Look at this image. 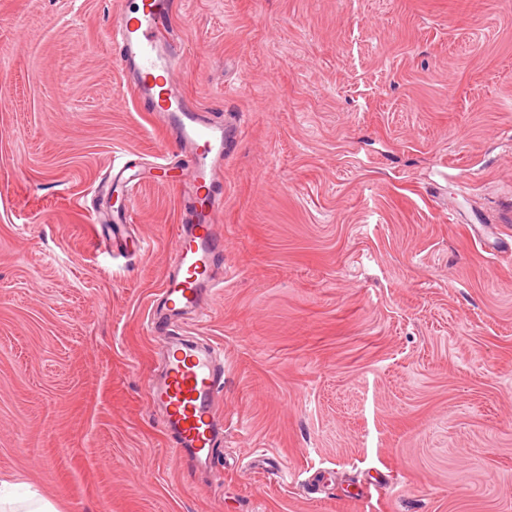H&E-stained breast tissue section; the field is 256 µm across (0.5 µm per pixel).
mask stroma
<instances>
[{"instance_id": "35a3bbf8", "label": "stroma", "mask_w": 512, "mask_h": 512, "mask_svg": "<svg viewBox=\"0 0 512 512\" xmlns=\"http://www.w3.org/2000/svg\"><path fill=\"white\" fill-rule=\"evenodd\" d=\"M124 7L0 0V478L59 512H512V11L174 0L183 91L239 120L224 288L175 323L224 354L194 472L146 331L190 159L123 85ZM124 154L115 259L96 188ZM132 171L133 167L130 161L112 167L111 185L108 187H112L114 191H122L121 198H117V200L119 199L118 206L113 212L112 221L115 224H126L130 222L134 211V189L136 183L140 181V178L136 173H132Z\"/></svg>"}]
</instances>
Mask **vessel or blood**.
I'll return each mask as SVG.
<instances>
[{"label":"vessel or blood","instance_id":"b4317fda","mask_svg":"<svg viewBox=\"0 0 512 512\" xmlns=\"http://www.w3.org/2000/svg\"><path fill=\"white\" fill-rule=\"evenodd\" d=\"M171 12L172 0H134L133 9L114 25L112 41L138 103L158 116L191 154L190 188L197 204L181 215L172 268L161 286L163 313L149 323L150 334L164 343V363L150 377L148 394L163 414L176 452L205 468L224 440V363L210 344L175 336L171 321L203 315L207 300L223 286L216 276L224 257L217 212L224 205V154L236 127L208 119L181 90L175 79L179 56L168 36ZM138 180L130 163L113 167L111 186L121 194L114 223L130 222Z\"/></svg>","mask_w":512,"mask_h":512}]
</instances>
